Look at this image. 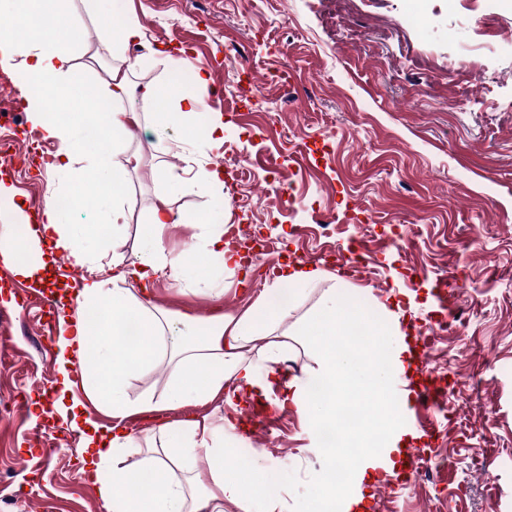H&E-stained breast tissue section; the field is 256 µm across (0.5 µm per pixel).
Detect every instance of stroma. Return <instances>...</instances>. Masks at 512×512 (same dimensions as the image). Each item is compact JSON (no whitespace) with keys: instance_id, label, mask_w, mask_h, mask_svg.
<instances>
[{"instance_id":"35a3bbf8","label":"stroma","mask_w":512,"mask_h":512,"mask_svg":"<svg viewBox=\"0 0 512 512\" xmlns=\"http://www.w3.org/2000/svg\"><path fill=\"white\" fill-rule=\"evenodd\" d=\"M111 0L131 16L142 40L123 53L152 56L136 84L160 82L170 94L192 91L180 73L202 70L203 109L224 118V138L182 143L176 127L138 131L132 147L143 167L132 176L140 207L115 247L136 260L139 227L157 194L174 207L228 224H257L278 239L213 299L184 279L154 288L172 312L241 314L272 287L267 264L321 263L367 301L393 298L420 328L434 315V284L451 282L448 332L419 358L416 372L446 370V414L426 411L439 435L420 436L434 466L410 485L388 477L377 460L372 512H512V0ZM481 47L474 68L457 56ZM165 140L173 150L157 155ZM57 144L20 147L0 162L9 192L0 225L16 220L17 202L59 186L40 154ZM208 164L240 161L250 175L223 193L171 191L165 167L183 151ZM157 176H149L151 167ZM334 222L324 236L320 222ZM367 253L364 273L344 274L339 254L352 243ZM19 277L0 283L10 336L0 339V500L9 512H98L81 472L79 435L54 432L53 348L37 337L43 302L54 285L29 294ZM280 410L268 421L261 462L287 487L286 512H300L323 456L307 417L276 388Z\"/></svg>"}]
</instances>
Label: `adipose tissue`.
Here are the masks:
<instances>
[{"label": "adipose tissue", "mask_w": 512, "mask_h": 512, "mask_svg": "<svg viewBox=\"0 0 512 512\" xmlns=\"http://www.w3.org/2000/svg\"><path fill=\"white\" fill-rule=\"evenodd\" d=\"M0 1L14 14L11 26L0 30V68L18 67L26 73L21 97L27 122L41 139L57 143L51 168L73 182L70 206L50 200L39 223L0 226V262L14 274L39 279L49 262L42 257L31 263L25 255L47 242L52 251L66 253L87 270L72 298L60 307L55 362L68 425L80 435L102 512H224L228 506L252 512L258 500L264 512H283L284 498L269 493L260 459L237 458L224 445L223 426L182 419L135 436L123 423L219 394L234 406L240 391L263 388L296 336L318 352V369L288 382L292 401L311 421V435H319L324 422L336 420L350 396L364 397L368 409L327 450L306 512H365L359 486L368 461L399 452L402 444L399 407L389 395L392 381L410 372L413 352L400 313L388 306L384 319L364 318L366 342L359 355H352L347 338L353 320L364 317L362 309L342 285L330 282L325 270L300 260L285 267L283 281L324 286L317 304L304 312L294 296L285 305L267 307L260 322L247 313L201 316L156 304L150 290L154 278L188 271L199 284L208 282L216 268L232 278L242 257L220 224L209 225L194 260L169 252L168 231L192 218L174 210L166 193L156 195L150 206L135 267L110 255L112 240L124 233L139 207L128 190L132 173L142 166L139 153L131 149L132 131L177 123L194 140L217 141L224 137L223 117L199 123L201 99L195 94L174 98L167 112L125 107L135 94L145 102L159 101L162 88L152 82L132 86L129 74L143 63L122 57L121 51L142 38L143 28L131 17L113 27L101 0H81L100 25L95 39L80 38L75 49L57 33L70 0ZM105 50L118 61L107 68L104 86L74 80L76 55L97 59ZM100 198L112 203L103 220L71 223L73 206L90 207ZM106 255L112 258L108 279L99 262ZM131 278L141 281V289L128 287ZM160 366L167 373L162 394L131 397V381ZM134 451L141 458L131 465L127 458ZM179 461L188 465L186 477L174 474Z\"/></svg>", "instance_id": "ef3b65f1"}]
</instances>
